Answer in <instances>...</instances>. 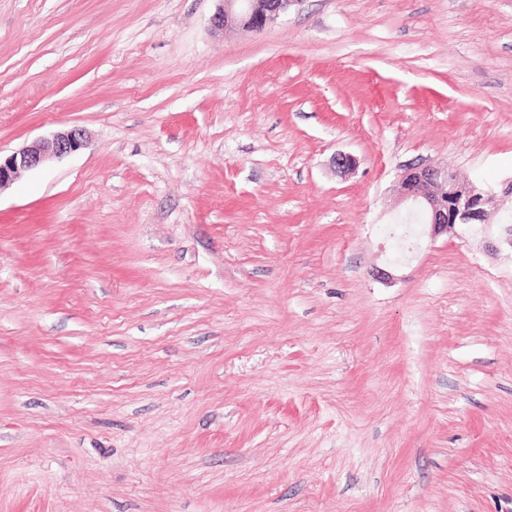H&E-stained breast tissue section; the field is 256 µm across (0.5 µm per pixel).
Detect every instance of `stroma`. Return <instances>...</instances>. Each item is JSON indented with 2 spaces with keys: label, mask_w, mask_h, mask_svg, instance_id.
<instances>
[{
  "label": "stroma",
  "mask_w": 512,
  "mask_h": 512,
  "mask_svg": "<svg viewBox=\"0 0 512 512\" xmlns=\"http://www.w3.org/2000/svg\"><path fill=\"white\" fill-rule=\"evenodd\" d=\"M215 7L0 0V512H512V0ZM216 9L210 17L215 31L226 33L239 20L246 29L262 32L276 22L289 7L300 0H215ZM87 145L83 129L55 133L50 140L35 143L10 155L0 153V189L10 185L21 172L43 167L52 160H61ZM399 197L421 212L431 235L457 233L459 226H481L498 230L496 250L512 253V226L499 224V209L494 207L495 194L479 186L463 188L448 167L416 166L406 169L399 183ZM443 187H447L444 189Z\"/></svg>",
  "instance_id": "obj_1"
}]
</instances>
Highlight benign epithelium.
Instances as JSON below:
<instances>
[{"mask_svg":"<svg viewBox=\"0 0 512 512\" xmlns=\"http://www.w3.org/2000/svg\"><path fill=\"white\" fill-rule=\"evenodd\" d=\"M210 17L211 27L221 33L238 21L246 29L261 32L276 22L289 7L302 0H216ZM87 145L83 129L73 127L58 132L49 140L25 147L10 155H0V189L10 185L24 171L43 167L52 160H61ZM399 197L411 210L422 213L431 235L456 232L459 226H479L484 230L497 228L496 249L512 251V226L497 220L495 194L479 186L459 185L449 168L416 166L401 176Z\"/></svg>","mask_w":512,"mask_h":512,"instance_id":"benign-epithelium-1","label":"benign epithelium"}]
</instances>
